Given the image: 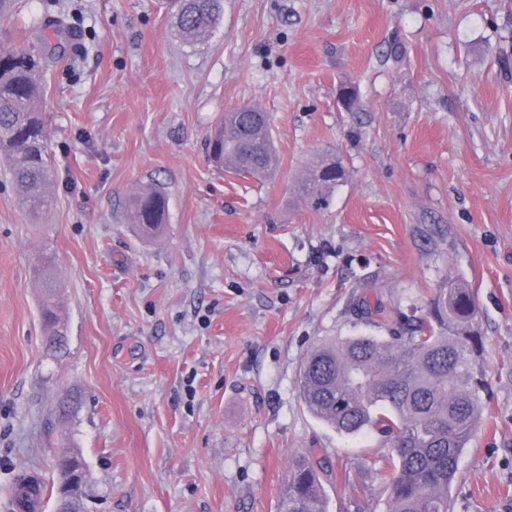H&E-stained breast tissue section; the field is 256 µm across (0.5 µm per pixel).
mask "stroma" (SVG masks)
Wrapping results in <instances>:
<instances>
[{
	"label": "stroma",
	"instance_id": "stroma-1",
	"mask_svg": "<svg viewBox=\"0 0 512 512\" xmlns=\"http://www.w3.org/2000/svg\"><path fill=\"white\" fill-rule=\"evenodd\" d=\"M64 3L81 36L46 73L39 220L0 167V512L23 473L54 512L67 449L83 512H276L294 453L320 461L328 512H385L383 437L314 417L301 363L369 333L355 297L420 315L451 276L476 293L487 382L452 512H512V0H224L195 44L168 0ZM45 12L20 0L0 45ZM243 105L269 116L271 178L208 157ZM325 155L346 178L316 209L296 186ZM153 182L169 219L144 240L124 204ZM48 250L60 355L32 275Z\"/></svg>",
	"mask_w": 512,
	"mask_h": 512
}]
</instances>
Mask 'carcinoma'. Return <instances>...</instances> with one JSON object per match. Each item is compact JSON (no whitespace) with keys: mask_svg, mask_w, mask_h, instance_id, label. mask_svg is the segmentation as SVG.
I'll use <instances>...</instances> for the list:
<instances>
[{"mask_svg":"<svg viewBox=\"0 0 512 512\" xmlns=\"http://www.w3.org/2000/svg\"><path fill=\"white\" fill-rule=\"evenodd\" d=\"M173 8L176 34L187 43L209 39L223 18V0H173ZM40 28L38 42L0 48V162L34 212L55 188L40 111L45 73L56 50H66L77 33L62 14L41 21ZM216 129L209 147L220 166L248 176L280 166L266 113L236 108L224 113ZM344 177L340 163L322 159L301 177L300 194L319 209ZM126 220L142 238L158 236L168 222L165 187L151 184L132 194ZM33 275L41 288L43 327L50 347L59 350L65 332L53 260L40 257ZM353 312L386 335L320 343L300 368L302 400L342 435L375 431L386 439L391 448L382 467L389 476L387 512H450L459 459L482 420L480 393L486 389L475 292L465 280L448 278L420 316L392 315L367 296L354 303ZM277 512H327L322 469L310 458H291Z\"/></svg>","mask_w":512,"mask_h":512,"instance_id":"carcinoma-1","label":"carcinoma"}]
</instances>
